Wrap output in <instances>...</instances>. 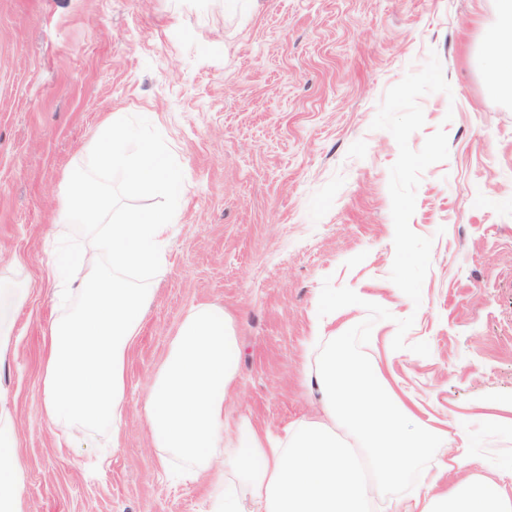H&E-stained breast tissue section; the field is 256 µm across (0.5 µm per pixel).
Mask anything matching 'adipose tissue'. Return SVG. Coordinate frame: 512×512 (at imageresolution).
I'll use <instances>...</instances> for the list:
<instances>
[{
    "label": "adipose tissue",
    "instance_id": "obj_1",
    "mask_svg": "<svg viewBox=\"0 0 512 512\" xmlns=\"http://www.w3.org/2000/svg\"><path fill=\"white\" fill-rule=\"evenodd\" d=\"M484 80L490 94L512 98V0H497ZM91 166L122 172L131 193L177 186L150 145L131 151L113 136L100 142ZM111 207V196L92 177H73L63 217L85 225L91 243L81 250L60 242L46 268L61 299H80L45 331L43 411L49 422L64 427L68 445L77 441L78 429L108 428L122 416L126 360L172 226L164 211H134L109 224ZM26 296L24 283L0 275V352ZM391 342L390 334H382L374 354L360 360L341 341L323 357L314 381L328 422L301 419L282 437L246 425L229 439L224 395L236 375L234 322L223 309L192 308L144 400L152 438L164 450L159 466L173 456L194 461L185 478L208 480L211 512H242L244 494L249 512H372L375 492L401 482L448 438L447 430L423 421L415 400L398 388L389 368ZM16 441L13 421L0 415V512H23ZM438 482V474L426 475L422 491L405 498L397 512H512L501 472L445 491Z\"/></svg>",
    "mask_w": 512,
    "mask_h": 512
}]
</instances>
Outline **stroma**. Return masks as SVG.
<instances>
[{
    "label": "stroma",
    "instance_id": "obj_1",
    "mask_svg": "<svg viewBox=\"0 0 512 512\" xmlns=\"http://www.w3.org/2000/svg\"><path fill=\"white\" fill-rule=\"evenodd\" d=\"M494 26L495 0H0V273L30 286L0 364V412L16 426L29 512H207V481L176 477L186 461L158 467L143 410L171 341L192 307L231 313L240 356L224 433L283 435L322 414L307 377L334 343L309 341L327 277L361 299L337 310V333L367 301L414 317L391 369L425 417L477 444L461 470H441L448 449H434L380 504L428 470L444 489L512 469L493 454L512 448V426L488 418L512 404V100L483 86ZM433 53L451 92L420 98L409 145L442 127L449 157L417 189L410 227L432 238L431 266L421 303L400 305L388 190L399 150L371 122ZM108 134L154 143L181 190L132 195L120 173L100 177L112 219L169 209L176 224L126 361L119 429L62 448L43 413V333L69 308L45 270L51 234L89 244L62 202ZM419 341L429 356L410 351Z\"/></svg>",
    "mask_w": 512,
    "mask_h": 512
}]
</instances>
